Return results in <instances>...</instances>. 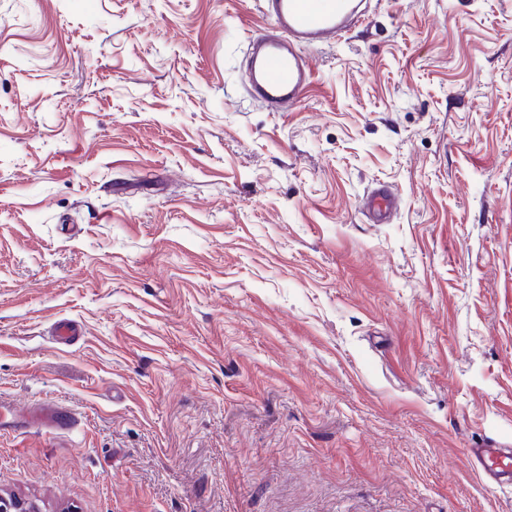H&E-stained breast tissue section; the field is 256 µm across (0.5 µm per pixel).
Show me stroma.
Here are the masks:
<instances>
[{"label":"stroma","instance_id":"stroma-1","mask_svg":"<svg viewBox=\"0 0 512 512\" xmlns=\"http://www.w3.org/2000/svg\"><path fill=\"white\" fill-rule=\"evenodd\" d=\"M268 25L0 0V493L512 512L467 462L512 448V0H372L289 112L247 92ZM400 195L396 189L385 184H377L362 199L360 208L373 221L382 224L398 210Z\"/></svg>","mask_w":512,"mask_h":512}]
</instances>
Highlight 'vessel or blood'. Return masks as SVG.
<instances>
[{"instance_id":"vessel-or-blood-1","label":"vessel or blood","mask_w":512,"mask_h":512,"mask_svg":"<svg viewBox=\"0 0 512 512\" xmlns=\"http://www.w3.org/2000/svg\"><path fill=\"white\" fill-rule=\"evenodd\" d=\"M268 28L248 40L249 90L273 112L294 108L313 80L306 49L335 43L364 23L362 0H259ZM400 195L385 184L375 185L360 208L373 221H388L398 210ZM469 461L487 483L512 485V448H472Z\"/></svg>"}]
</instances>
